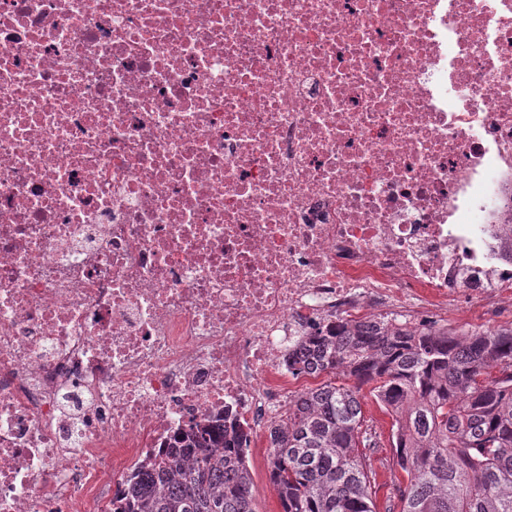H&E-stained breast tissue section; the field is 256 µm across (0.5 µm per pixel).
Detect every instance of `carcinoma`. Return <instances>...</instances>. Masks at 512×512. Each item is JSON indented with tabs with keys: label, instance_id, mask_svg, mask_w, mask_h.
<instances>
[{
	"label": "carcinoma",
	"instance_id": "1",
	"mask_svg": "<svg viewBox=\"0 0 512 512\" xmlns=\"http://www.w3.org/2000/svg\"><path fill=\"white\" fill-rule=\"evenodd\" d=\"M306 351L288 368L356 385L301 393L270 429L283 512H377L367 460L381 439L362 415L365 384L395 416L386 512H512V327L456 334L354 322L310 337ZM247 440L225 412L189 428L141 465L117 512H255Z\"/></svg>",
	"mask_w": 512,
	"mask_h": 512
}]
</instances>
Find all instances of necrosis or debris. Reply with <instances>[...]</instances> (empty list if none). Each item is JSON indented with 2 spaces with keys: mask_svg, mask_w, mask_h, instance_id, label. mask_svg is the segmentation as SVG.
<instances>
[{
  "mask_svg": "<svg viewBox=\"0 0 512 512\" xmlns=\"http://www.w3.org/2000/svg\"><path fill=\"white\" fill-rule=\"evenodd\" d=\"M512 301V0H0V512H115L352 320Z\"/></svg>",
  "mask_w": 512,
  "mask_h": 512,
  "instance_id": "4bbe7bcc",
  "label": "necrosis or debris"
}]
</instances>
